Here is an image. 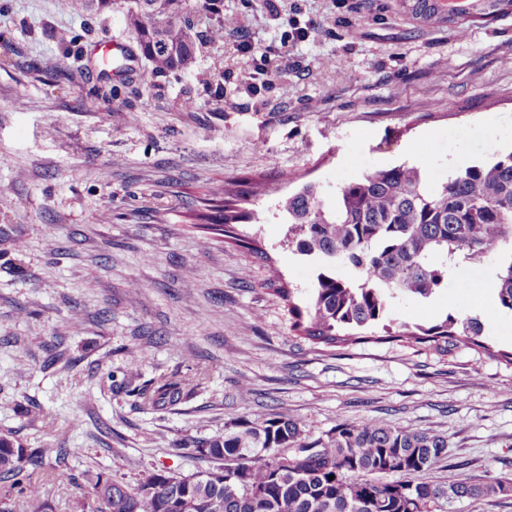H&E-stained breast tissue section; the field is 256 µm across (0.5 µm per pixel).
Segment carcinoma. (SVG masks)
<instances>
[{"label": "carcinoma", "instance_id": "1", "mask_svg": "<svg viewBox=\"0 0 512 512\" xmlns=\"http://www.w3.org/2000/svg\"><path fill=\"white\" fill-rule=\"evenodd\" d=\"M423 24L451 23L435 0H400ZM512 0H473L474 17H493ZM126 22L156 74L191 72L199 45L224 42V0H130ZM205 23V32L197 24ZM246 193L224 183V233L247 249L235 225L254 219ZM288 216V246L318 260L321 268L300 297L283 284L274 292L288 306L289 329L314 344L334 346L382 328L390 338L422 344L461 343L488 350L477 317L447 314L433 324H403L391 331V304L401 298L428 300L447 287L461 263L491 254L502 258L494 294L512 312V151L487 166L457 170L436 186L428 172L402 163L374 170L339 187L336 210L324 208L320 188L307 183L280 201ZM350 265L354 274H336ZM204 374L166 380L139 396L164 410L198 388ZM215 466L190 475L153 470L135 486L99 474L93 484L98 512H428L447 491L454 498L505 493L512 479L481 483L423 480L448 448L447 437L360 419L336 425L311 439L286 415L242 420L224 437L185 443ZM43 451L0 436V480L23 498L25 512H50L48 478L29 468ZM400 479L384 482L382 475ZM334 479H329V476ZM414 486V500L397 493Z\"/></svg>", "mask_w": 512, "mask_h": 512}]
</instances>
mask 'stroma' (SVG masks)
Wrapping results in <instances>:
<instances>
[{"label":"stroma","instance_id":"obj_1","mask_svg":"<svg viewBox=\"0 0 512 512\" xmlns=\"http://www.w3.org/2000/svg\"><path fill=\"white\" fill-rule=\"evenodd\" d=\"M110 11L58 0H0V434L44 449L53 512H95L97 474L136 485L148 471L189 475L186 449L244 419L285 414L310 438L358 419L447 436L434 480L512 478V313L449 284L397 300L417 323L480 315L489 352L402 341L324 348L297 340L267 283L307 289L317 266L288 248L278 207L303 184L334 205L333 178L426 159L454 171L512 150V10L424 26L399 0H224L238 30L205 45L191 73L156 74ZM288 47L264 94L240 82L244 39ZM127 45L119 77L105 39ZM224 72L214 97L203 77ZM464 130V141L448 133ZM360 152L367 166L352 164ZM258 182L256 221L237 233L261 260L206 231L200 216L228 180ZM140 351L132 360L131 351ZM206 372L187 400L144 406L136 388ZM73 449L65 465L55 451Z\"/></svg>","mask_w":512,"mask_h":512}]
</instances>
